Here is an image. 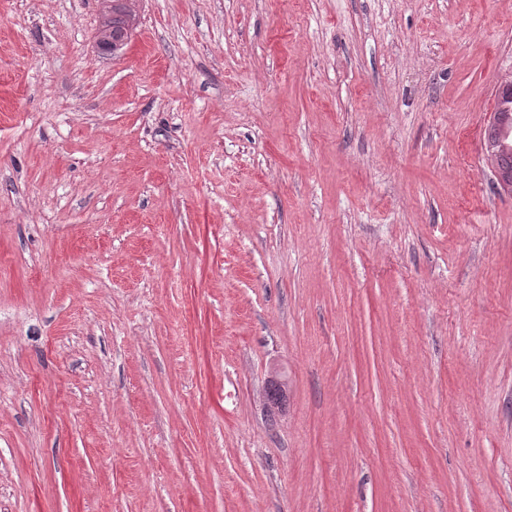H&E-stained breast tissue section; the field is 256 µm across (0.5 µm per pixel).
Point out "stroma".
<instances>
[{"mask_svg": "<svg viewBox=\"0 0 512 512\" xmlns=\"http://www.w3.org/2000/svg\"><path fill=\"white\" fill-rule=\"evenodd\" d=\"M137 11L0 0V512H512V0ZM107 7H112V13L104 18L99 29V43L106 42L112 37L108 46L103 50L112 51V41L115 39L127 40L134 25L135 14L132 8L135 0H106ZM511 83V90H504L498 95L496 93L495 110L491 113L492 118L487 122L486 127L497 122V113L500 116L496 126L483 131V139L492 140L496 143L492 164L509 177L498 176V185L501 190L512 194V75L503 79L501 83ZM484 128V129H485Z\"/></svg>", "mask_w": 512, "mask_h": 512, "instance_id": "35a3bbf8", "label": "stroma"}]
</instances>
